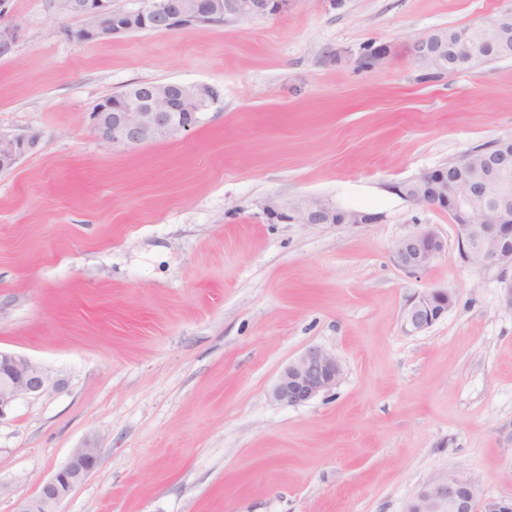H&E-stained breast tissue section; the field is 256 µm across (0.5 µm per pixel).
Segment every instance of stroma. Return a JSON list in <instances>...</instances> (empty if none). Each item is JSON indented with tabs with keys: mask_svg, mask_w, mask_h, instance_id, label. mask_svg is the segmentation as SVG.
Returning a JSON list of instances; mask_svg holds the SVG:
<instances>
[{
	"mask_svg": "<svg viewBox=\"0 0 512 512\" xmlns=\"http://www.w3.org/2000/svg\"><path fill=\"white\" fill-rule=\"evenodd\" d=\"M512 0H297L93 42L52 0H11L0 133L39 134L0 171V350L67 386L0 420V512L76 448L95 471L60 512H404L463 468L512 496V312L502 272L466 261L447 212L395 186L512 141V59L426 80L409 46ZM390 55L364 67L368 48ZM145 82L209 85L190 130L105 145L103 99ZM318 195L376 224L270 222L267 199ZM429 228L417 272L396 243ZM445 288L411 335L406 301ZM311 347L344 369L288 407L271 392ZM446 242L433 230H421L404 237L395 252L396 264L407 271L425 269L446 253ZM454 304V296L448 289L424 291L407 301L402 312V327L411 334L422 333L447 316Z\"/></svg>",
	"mask_w": 512,
	"mask_h": 512,
	"instance_id": "35a3bbf8",
	"label": "stroma"
}]
</instances>
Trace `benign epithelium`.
<instances>
[{
	"instance_id": "1",
	"label": "benign epithelium",
	"mask_w": 512,
	"mask_h": 512,
	"mask_svg": "<svg viewBox=\"0 0 512 512\" xmlns=\"http://www.w3.org/2000/svg\"><path fill=\"white\" fill-rule=\"evenodd\" d=\"M9 0H0V47L12 48L16 30L4 23ZM292 0H143L136 11L117 12L112 0H65L66 14L82 21L77 30L85 41H97L129 32L135 27H171L185 20L193 23L219 22L227 16L254 19L288 10ZM500 32L495 42L486 44L488 57L512 58V9L492 20ZM464 48L448 38L430 32L416 39L411 56L429 76H445L457 71ZM203 108L193 87L166 83L136 87L125 102L98 104L93 112L96 129L108 145L139 146L167 139L196 124ZM37 145V137L11 138L0 134V171L12 168ZM512 152L503 143L480 152L477 172L462 181L448 178L442 166L415 182L396 186L401 198L448 212L465 252V258L484 267L512 268V196L505 191L507 168ZM263 212L272 222L289 224H374L380 215L347 209L318 196H302L289 201L267 200ZM446 242L430 229L404 237L395 252L396 264L407 271L425 269L446 253ZM454 296L443 288L427 290L408 300L402 312V327L411 334L429 329L448 315ZM343 368L339 359L310 347L282 370L272 391L277 403L297 407L323 395L339 383ZM66 380L30 358L0 351V420L15 404L65 387ZM99 461V449L76 448L67 461L48 479L38 493L20 501L15 512H57L73 489L90 476ZM407 512H512V497L491 501L484 497L479 481L461 469L432 475L410 501Z\"/></svg>"
}]
</instances>
